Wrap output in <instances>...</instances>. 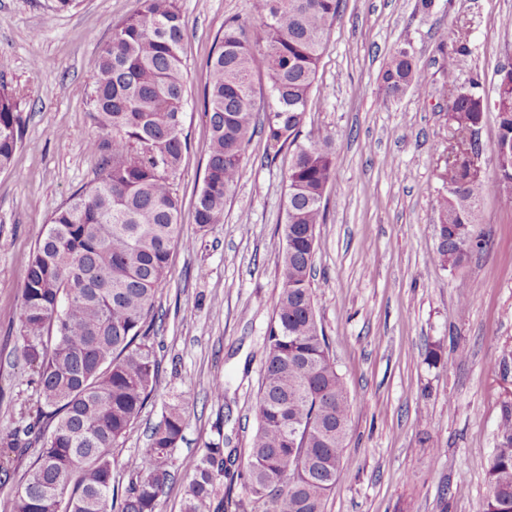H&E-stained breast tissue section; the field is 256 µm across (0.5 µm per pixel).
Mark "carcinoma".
Returning a JSON list of instances; mask_svg holds the SVG:
<instances>
[{"label": "carcinoma", "mask_w": 512, "mask_h": 512, "mask_svg": "<svg viewBox=\"0 0 512 512\" xmlns=\"http://www.w3.org/2000/svg\"><path fill=\"white\" fill-rule=\"evenodd\" d=\"M341 0H253L263 29L256 39L239 18L224 21L206 60L205 112L211 140L194 207L198 231L224 223V204L243 169L255 133L269 147L293 149L288 169L281 286L264 337L257 425L244 462L251 512H325L329 493L347 476L349 390L328 353L312 280L323 200L336 170L330 137L301 140L320 61ZM185 21L175 0H142L91 59L89 106L110 134L101 176L53 214L23 278L19 342L37 369L38 409L11 433L10 451L25 453L35 429L50 435L21 475L9 512H160L173 479V451L187 418L168 406L140 449L136 479L119 490L112 448L125 437L154 391L160 361L150 344L155 297L169 271L171 248L194 247L182 235L174 189L184 151ZM266 81L267 92L256 81ZM379 88L387 102L412 88L427 92L413 55L393 53ZM495 101L463 93L449 112L458 124L496 113V143L512 140V69L500 71ZM24 122L15 93L0 78V171L9 168ZM439 203L447 225L432 261L458 269L457 242L476 238L485 182L446 169ZM237 449L211 443L184 487L182 512H224L218 486L239 474ZM483 512H512V406H505L498 444L484 462Z\"/></svg>", "instance_id": "cac0c4a2"}]
</instances>
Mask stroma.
Wrapping results in <instances>:
<instances>
[{"label":"stroma","mask_w":512,"mask_h":512,"mask_svg":"<svg viewBox=\"0 0 512 512\" xmlns=\"http://www.w3.org/2000/svg\"><path fill=\"white\" fill-rule=\"evenodd\" d=\"M142 0H0V77L12 87L25 132L0 172V444L36 411L37 374L18 348L21 284L52 213L96 181L104 152L88 107L89 59ZM186 25L184 130L188 150L175 188L188 250L174 246L156 294L154 347L161 369L153 397L114 450V478L145 447L169 404L187 411L173 458L174 480L161 512H181L183 489L206 446L247 452L263 343L280 288L288 168L292 152L269 159L264 135L246 149L224 221L197 234L194 204L211 137L203 95L205 61L231 16L262 28L252 0H175ZM512 0H342L304 136H331L341 162L318 229L314 304L329 355L351 399L346 480L325 512H481L484 463L497 445L504 405H512V208L492 180L495 113L477 139L487 188L478 231L486 250L451 271L431 262L448 149L456 144L448 107L454 92L495 94L512 68ZM457 35L456 50L443 45ZM410 50L428 95L405 91L379 104L378 76L398 48ZM454 77H447V70ZM437 351L430 364L428 351ZM223 377L224 398L210 394Z\"/></svg>","instance_id":"obj_1"}]
</instances>
